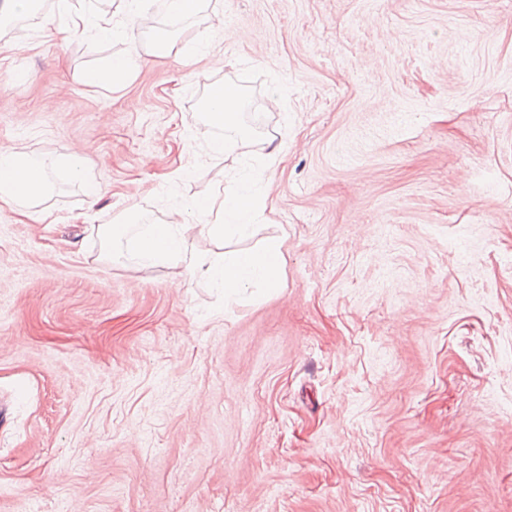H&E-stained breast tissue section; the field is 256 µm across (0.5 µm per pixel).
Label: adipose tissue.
I'll return each instance as SVG.
<instances>
[{"label": "adipose tissue", "mask_w": 512, "mask_h": 512, "mask_svg": "<svg viewBox=\"0 0 512 512\" xmlns=\"http://www.w3.org/2000/svg\"><path fill=\"white\" fill-rule=\"evenodd\" d=\"M242 109L238 92L225 88L212 93L207 112L208 120L228 130L224 142L212 144V157L230 153L237 141L230 133L235 130L237 116ZM49 188V172L45 163L31 157L23 147L0 149V204H24L44 195ZM266 196L235 191L219 205L224 215L220 224H145L134 240L138 257L152 264L179 266L187 264L193 274L222 288L225 300H235L244 290L253 286L278 287L284 264L283 241L265 240L249 250L217 248L204 256L189 253V233H196L221 241L248 233L252 219L265 212Z\"/></svg>", "instance_id": "ef3b65f1"}]
</instances>
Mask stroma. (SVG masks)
<instances>
[{"mask_svg":"<svg viewBox=\"0 0 512 512\" xmlns=\"http://www.w3.org/2000/svg\"><path fill=\"white\" fill-rule=\"evenodd\" d=\"M163 5L0 23V146L54 165L0 209V512H512V0H204L168 54L130 36ZM228 164L285 258L230 305L132 248ZM207 109V118L212 124L224 127L225 131H233L236 129L242 102L235 89L224 86V92L218 93L215 90L212 92L210 106Z\"/></svg>","mask_w":512,"mask_h":512,"instance_id":"stroma-1","label":"stroma"}]
</instances>
